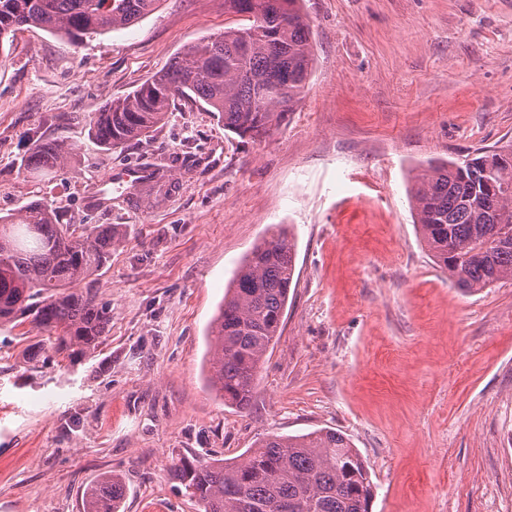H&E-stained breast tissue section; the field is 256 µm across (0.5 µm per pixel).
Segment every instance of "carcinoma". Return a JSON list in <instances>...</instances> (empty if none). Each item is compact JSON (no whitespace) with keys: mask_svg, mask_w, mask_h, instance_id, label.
Segmentation results:
<instances>
[{"mask_svg":"<svg viewBox=\"0 0 512 512\" xmlns=\"http://www.w3.org/2000/svg\"><path fill=\"white\" fill-rule=\"evenodd\" d=\"M158 0H0V54L14 33L39 27L77 44L132 25ZM244 17L190 44L169 66L89 120L107 150L146 136L177 100L209 107L243 142L270 136L304 93L312 69L301 0H224ZM75 148L33 142L22 173L51 172ZM415 224L434 263L468 292L512 280V141L479 148L462 162L430 161L410 191ZM119 243L110 224L63 221L42 200L0 216V326L23 316L39 346L76 363L94 357L111 309L96 277ZM295 273L294 248L278 227L236 271L209 331L210 382L224 402L250 406L274 345ZM172 478L202 512H370L373 483L349 438L320 429L270 436L232 461L179 457ZM123 477L110 472L86 489L83 512H119Z\"/></svg>","mask_w":512,"mask_h":512,"instance_id":"1","label":"carcinoma"}]
</instances>
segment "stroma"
Returning <instances> with one entry per match:
<instances>
[{
  "label": "stroma",
  "instance_id": "stroma-1",
  "mask_svg": "<svg viewBox=\"0 0 512 512\" xmlns=\"http://www.w3.org/2000/svg\"><path fill=\"white\" fill-rule=\"evenodd\" d=\"M309 86L266 140L177 102L107 150L89 118L187 44L241 25L224 0H160L73 44L17 31L0 64V216L43 200L121 241L99 275L112 318L95 356L34 367L39 332L0 328V512H82L117 471L121 512H197L172 458L233 459L271 435L348 436L371 512H512V281L468 293L434 263L408 195L421 164L512 140V0H303ZM76 154L18 171L37 139ZM167 170L162 200L127 169ZM286 229L282 332L240 410L208 382V332L241 260Z\"/></svg>",
  "mask_w": 512,
  "mask_h": 512
}]
</instances>
